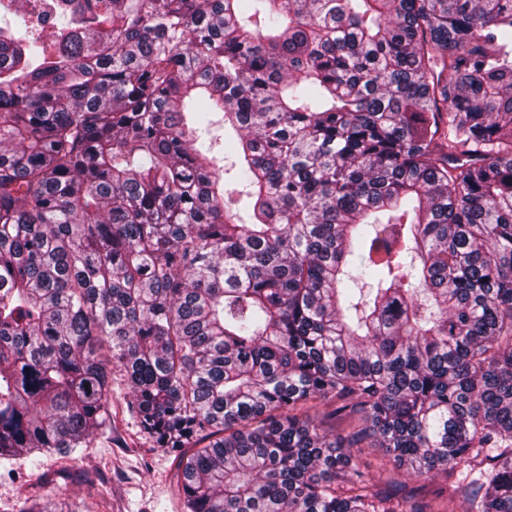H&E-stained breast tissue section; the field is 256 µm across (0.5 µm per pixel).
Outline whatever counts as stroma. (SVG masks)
Listing matches in <instances>:
<instances>
[{"label":"stroma","instance_id":"stroma-1","mask_svg":"<svg viewBox=\"0 0 512 512\" xmlns=\"http://www.w3.org/2000/svg\"><path fill=\"white\" fill-rule=\"evenodd\" d=\"M121 372L112 374V435L97 437L67 458L0 462V512H18L24 500L65 502L68 512H182L172 457L140 432Z\"/></svg>","mask_w":512,"mask_h":512}]
</instances>
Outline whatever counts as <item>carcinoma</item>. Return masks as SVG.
<instances>
[{
	"label": "carcinoma",
	"mask_w": 512,
	"mask_h": 512,
	"mask_svg": "<svg viewBox=\"0 0 512 512\" xmlns=\"http://www.w3.org/2000/svg\"><path fill=\"white\" fill-rule=\"evenodd\" d=\"M241 2L0 25V458L112 431L116 368L183 512H435L364 443L512 512V0ZM217 134L222 135L220 138L219 145L215 147L214 154L218 158L219 165L224 166V189L232 190L233 188H239L234 183V177H235V170L230 169L231 162L234 160V153H233V145L229 140L233 137H235V134L233 132H229L224 134V130L218 132ZM229 169L226 173L225 170ZM352 454L361 466V471L365 473L366 479L372 484L384 486L386 482L398 481L406 482L410 486L418 485L409 476L402 471L393 468L387 463L382 448H351Z\"/></svg>",
	"instance_id": "obj_1"
}]
</instances>
